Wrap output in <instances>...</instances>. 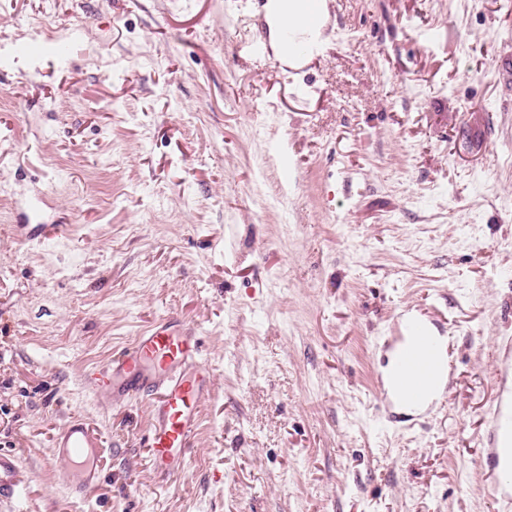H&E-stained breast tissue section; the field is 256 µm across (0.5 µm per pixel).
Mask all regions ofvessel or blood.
I'll return each mask as SVG.
<instances>
[{"label": "vessel or blood", "instance_id": "b4317fda", "mask_svg": "<svg viewBox=\"0 0 512 512\" xmlns=\"http://www.w3.org/2000/svg\"><path fill=\"white\" fill-rule=\"evenodd\" d=\"M325 0H292L297 24L311 29L325 22ZM398 370L379 381L385 408H394V394L406 400V409L418 412L430 404L429 388L448 380L447 352L443 340L429 324L406 313L399 336L393 337ZM212 375L201 360L196 332L186 323L166 320L148 328L114 356L105 370L91 377L88 385L104 403L118 398H141L151 407L146 443L158 473L168 475L186 463L185 452L196 429L200 408L209 393ZM486 452L479 462L492 490H499L504 473L502 456L512 452V392L496 391L494 409L485 436ZM62 464L59 477L64 486L79 494L95 488L100 480V441L80 419L66 421L54 441ZM26 476L17 455L0 451V503L20 501Z\"/></svg>", "mask_w": 512, "mask_h": 512}]
</instances>
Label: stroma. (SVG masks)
I'll use <instances>...</instances> for the list:
<instances>
[{"label": "stroma", "instance_id": "1", "mask_svg": "<svg viewBox=\"0 0 512 512\" xmlns=\"http://www.w3.org/2000/svg\"><path fill=\"white\" fill-rule=\"evenodd\" d=\"M64 56L16 55L34 27ZM231 0H0V512H512L478 462L512 341V0H327L319 54L255 64ZM58 224L33 238L34 225ZM449 338L413 426L385 417L402 310ZM163 319L213 384L154 473L146 401L85 383ZM102 437L72 496L53 438ZM26 480L18 456L0 451V503L20 501L25 494Z\"/></svg>", "mask_w": 512, "mask_h": 512}]
</instances>
